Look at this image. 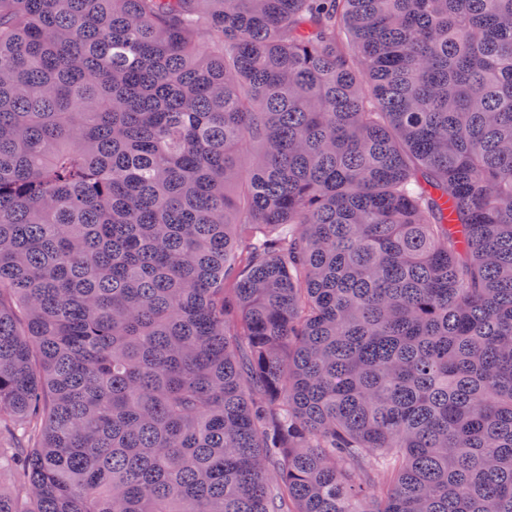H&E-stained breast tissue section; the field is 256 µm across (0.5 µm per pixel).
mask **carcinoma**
Listing matches in <instances>:
<instances>
[{"instance_id":"carcinoma-1","label":"carcinoma","mask_w":512,"mask_h":512,"mask_svg":"<svg viewBox=\"0 0 512 512\" xmlns=\"http://www.w3.org/2000/svg\"><path fill=\"white\" fill-rule=\"evenodd\" d=\"M0 512H512V0H0Z\"/></svg>"}]
</instances>
